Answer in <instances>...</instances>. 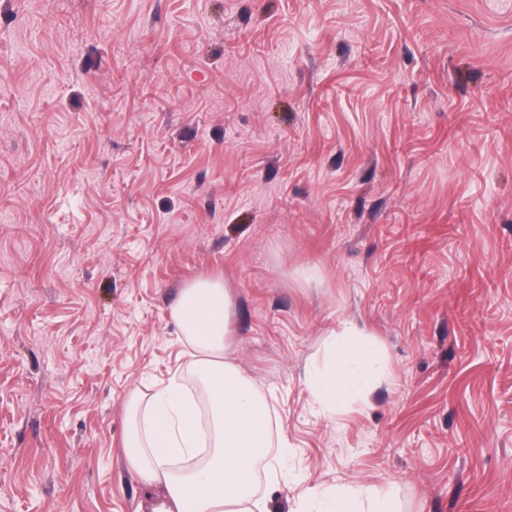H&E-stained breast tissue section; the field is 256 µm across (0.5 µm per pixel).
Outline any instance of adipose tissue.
<instances>
[{
    "label": "adipose tissue",
    "mask_w": 512,
    "mask_h": 512,
    "mask_svg": "<svg viewBox=\"0 0 512 512\" xmlns=\"http://www.w3.org/2000/svg\"><path fill=\"white\" fill-rule=\"evenodd\" d=\"M231 309L230 292L215 276L187 282L171 309L204 402L177 374L154 393L134 391L127 399L124 453L146 486L162 489L159 512H268L256 467L271 445L272 406L227 356ZM329 359L326 369L309 372L307 384L313 399L333 410L345 403L353 367L370 360L361 331L342 325ZM310 500L325 503V512H392L374 486L322 490Z\"/></svg>",
    "instance_id": "1"
}]
</instances>
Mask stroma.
I'll return each mask as SVG.
<instances>
[{"mask_svg":"<svg viewBox=\"0 0 512 512\" xmlns=\"http://www.w3.org/2000/svg\"><path fill=\"white\" fill-rule=\"evenodd\" d=\"M223 277L271 512H512V0H0V512H139L130 391ZM354 323L352 397L305 370ZM311 502H323L325 511L317 512H394L389 497L374 486L340 487L313 492ZM367 504L364 509L361 505Z\"/></svg>","mask_w":512,"mask_h":512,"instance_id":"1","label":"stroma"}]
</instances>
